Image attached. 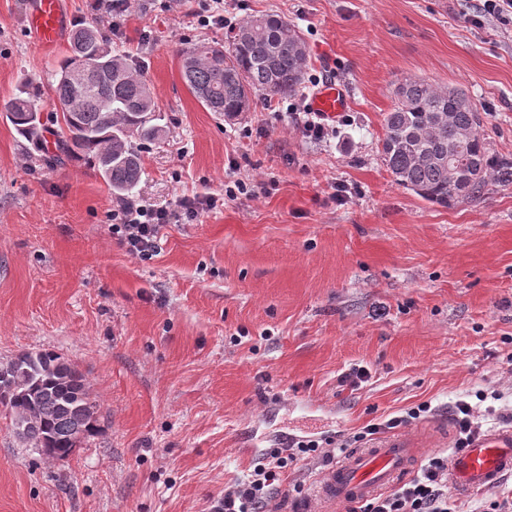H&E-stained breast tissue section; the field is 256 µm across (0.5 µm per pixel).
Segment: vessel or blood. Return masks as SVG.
Returning a JSON list of instances; mask_svg holds the SVG:
<instances>
[{"label":"vessel or blood","instance_id":"b4317fda","mask_svg":"<svg viewBox=\"0 0 512 512\" xmlns=\"http://www.w3.org/2000/svg\"><path fill=\"white\" fill-rule=\"evenodd\" d=\"M62 0H31L27 31L39 43L55 44L67 30ZM349 108L344 84L329 81L313 94L312 112L324 119H336ZM422 444L416 435L394 433L372 446L347 453L318 477L314 496L321 512H335L337 505L366 501L392 487L409 474L417 463ZM512 475V427L491 431L473 442L449 465V479L460 489H472Z\"/></svg>","mask_w":512,"mask_h":512}]
</instances>
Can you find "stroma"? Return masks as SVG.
I'll list each match as a JSON object with an SVG mask.
<instances>
[{
	"mask_svg": "<svg viewBox=\"0 0 512 512\" xmlns=\"http://www.w3.org/2000/svg\"><path fill=\"white\" fill-rule=\"evenodd\" d=\"M29 0H0V361L76 363L98 431L62 462L17 438L0 406V512H214L262 453L310 437L367 447L363 427L423 403L407 425L450 456L458 400L484 429L512 426V181L444 208L394 183L383 117L405 78L462 88L491 156L512 162V21L484 0H224L233 23L276 12L308 48L297 101L206 109L180 55L224 42L195 7L137 0L114 49L145 63L163 136L131 193L204 203L142 261L111 232L118 205L87 161L49 167L7 120L16 89L52 106L67 43L38 47ZM349 92L334 131L299 118L320 83ZM249 191L227 196L234 182ZM366 372L360 386L342 383ZM326 468L300 459L271 512H311Z\"/></svg>",
	"mask_w": 512,
	"mask_h": 512,
	"instance_id": "obj_1",
	"label": "stroma"
}]
</instances>
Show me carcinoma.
Wrapping results in <instances>:
<instances>
[{
  "label": "carcinoma",
  "instance_id": "carcinoma-1",
  "mask_svg": "<svg viewBox=\"0 0 512 512\" xmlns=\"http://www.w3.org/2000/svg\"><path fill=\"white\" fill-rule=\"evenodd\" d=\"M307 46L296 26L279 14L252 16L229 31L227 45L195 43L182 53L181 75L210 111L234 117L251 110L258 95L288 96L304 81ZM139 62L112 50L97 27L77 24L69 48L55 69V111L39 120L38 90L21 86L6 118L17 132L35 140L56 124L55 151L44 162L56 166L76 157L93 165L120 199L139 182L142 149L158 139L154 96ZM384 115L381 155L395 184L445 208L480 196L490 168L482 119L467 93L406 78ZM138 143H133V140ZM481 169L476 182L457 186L448 155ZM0 404L11 416L17 437L65 461L76 439L96 432V404L75 363L50 352H24L0 364Z\"/></svg>",
  "mask_w": 512,
  "mask_h": 512
}]
</instances>
